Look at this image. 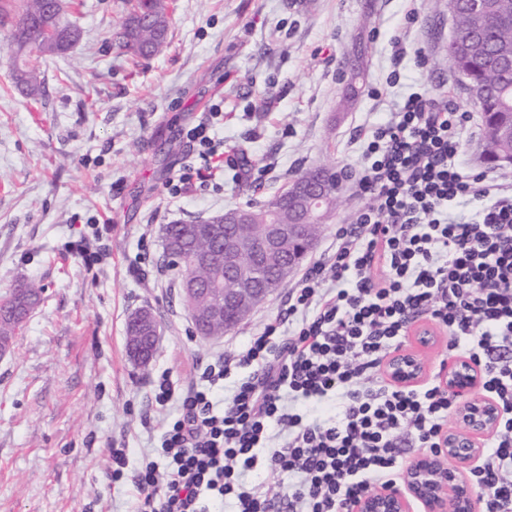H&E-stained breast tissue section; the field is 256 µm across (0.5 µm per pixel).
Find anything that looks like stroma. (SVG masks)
<instances>
[{
    "instance_id": "1",
    "label": "stroma",
    "mask_w": 512,
    "mask_h": 512,
    "mask_svg": "<svg viewBox=\"0 0 512 512\" xmlns=\"http://www.w3.org/2000/svg\"><path fill=\"white\" fill-rule=\"evenodd\" d=\"M446 3L173 0L167 48L134 61L109 41L121 0H77L68 20L80 36L48 60L35 103L15 86L10 26L0 24V295L22 280L43 287L0 357V512H136L135 490L102 474L110 447L137 465L176 415V403L156 404L155 379L165 372L184 386L199 361L240 351L287 307L296 273L235 329L196 336L180 295L184 271L161 260L162 225L263 201L302 170L332 165L346 174L343 203L310 253L327 255L356 204L365 131L423 89L469 113L460 163L483 171L474 95L448 65ZM397 35L406 55L396 68ZM357 56L359 95L342 112V74ZM213 104L224 111L214 138L252 168L268 157L276 168L238 179L219 159L207 187L170 197L168 181L197 160L186 132ZM93 218L112 226V259L99 271L69 250ZM144 307L159 322L146 369L125 348L126 322Z\"/></svg>"
}]
</instances>
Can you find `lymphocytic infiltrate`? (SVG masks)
Here are the masks:
<instances>
[{
    "instance_id": "f902f5d3",
    "label": "lymphocytic infiltrate",
    "mask_w": 512,
    "mask_h": 512,
    "mask_svg": "<svg viewBox=\"0 0 512 512\" xmlns=\"http://www.w3.org/2000/svg\"><path fill=\"white\" fill-rule=\"evenodd\" d=\"M223 118L213 107L188 130L198 161L168 183L171 197L211 179L221 145L210 132ZM469 120L450 100L411 93L372 128L352 222L331 255L305 268L286 310L182 388L160 375L155 402L177 401L178 415L139 466L113 448L104 471L106 482L132 485L138 512H210L209 502L227 497L238 512H350L357 498L396 484L406 438L438 447L460 404L439 376L402 388L382 371L423 318L449 351L479 366L501 410L470 478L483 512H512V184L462 169L459 132ZM471 200L473 217L449 216ZM229 378L233 393L216 407ZM335 398L336 416H314ZM274 426L285 442H269ZM257 467L277 493L241 488L240 471Z\"/></svg>"
}]
</instances>
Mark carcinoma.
<instances>
[{"label": "carcinoma", "instance_id": "obj_1", "mask_svg": "<svg viewBox=\"0 0 512 512\" xmlns=\"http://www.w3.org/2000/svg\"><path fill=\"white\" fill-rule=\"evenodd\" d=\"M124 15L112 30V48L121 56L147 60L168 46L171 22L170 0H123ZM73 0H19V4L0 9L10 19V41L14 54L25 60L26 69L14 74L15 82L31 99L41 95L40 65L43 58L67 51L76 36L67 23ZM454 15L456 42L448 48V64L457 74L459 84L471 90L474 104L484 124L489 157L485 161L512 157V136L499 134L502 127L512 126V73L503 72L495 51H512V0H448ZM335 172L326 166L309 167L296 175L295 183L322 178ZM254 224H286L294 221L288 210V190L267 200L247 206ZM208 224L196 220L166 224L161 229L163 250H179L167 260L184 268L185 277L206 288L215 276L212 269L196 261L197 255L211 247V238L195 232ZM40 285L19 281L0 299V310L9 311L26 299L35 304Z\"/></svg>", "mask_w": 512, "mask_h": 512}]
</instances>
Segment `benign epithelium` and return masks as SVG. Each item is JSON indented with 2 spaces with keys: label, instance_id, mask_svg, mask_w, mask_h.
<instances>
[{
  "label": "benign epithelium",
  "instance_id": "obj_1",
  "mask_svg": "<svg viewBox=\"0 0 512 512\" xmlns=\"http://www.w3.org/2000/svg\"><path fill=\"white\" fill-rule=\"evenodd\" d=\"M333 191L328 183L299 184L290 190L301 205L296 214L319 215ZM234 225L224 236V253L207 252L199 257L205 265L224 266L228 288L220 301L207 306L209 320L223 319L232 312L242 317L275 294L281 280L295 262L311 252L316 239L306 233L307 225L252 224L244 210L224 215ZM438 343V334L427 324L417 326L409 347L394 354L386 372L397 384L414 385L423 377L425 364L420 351ZM448 389L460 394L461 408L448 428L442 447L420 452L409 464L404 485L371 491L355 501L352 512H479L480 496L468 472L482 452L478 438L493 432L501 414L497 404L480 392V377L474 365L459 358L444 374Z\"/></svg>",
  "mask_w": 512,
  "mask_h": 512
}]
</instances>
